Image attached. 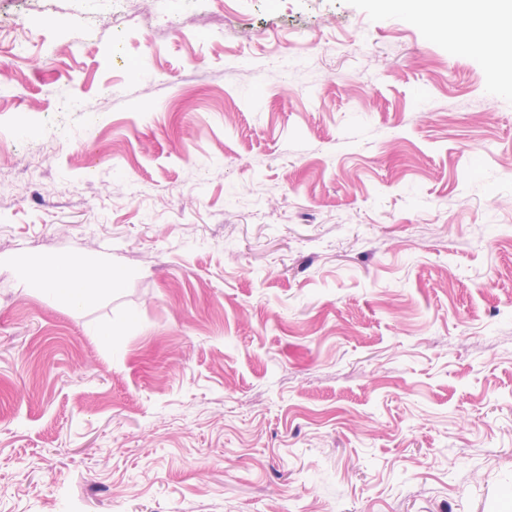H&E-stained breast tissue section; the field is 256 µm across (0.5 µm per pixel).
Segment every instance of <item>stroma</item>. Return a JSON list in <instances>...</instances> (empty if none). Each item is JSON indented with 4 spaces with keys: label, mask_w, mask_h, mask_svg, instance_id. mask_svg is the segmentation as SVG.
<instances>
[{
    "label": "stroma",
    "mask_w": 512,
    "mask_h": 512,
    "mask_svg": "<svg viewBox=\"0 0 512 512\" xmlns=\"http://www.w3.org/2000/svg\"><path fill=\"white\" fill-rule=\"evenodd\" d=\"M110 7L0 0L54 20L0 63V512H512V69L388 0ZM73 255L121 287L14 277ZM14 274L19 283L77 307L95 306L101 288H118L123 280L112 265L86 261L80 256L23 260L16 264Z\"/></svg>",
    "instance_id": "35a3bbf8"
}]
</instances>
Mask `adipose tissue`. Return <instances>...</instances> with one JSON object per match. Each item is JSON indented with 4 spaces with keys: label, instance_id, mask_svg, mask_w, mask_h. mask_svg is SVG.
Here are the masks:
<instances>
[{
    "label": "adipose tissue",
    "instance_id": "ef3b65f1",
    "mask_svg": "<svg viewBox=\"0 0 512 512\" xmlns=\"http://www.w3.org/2000/svg\"><path fill=\"white\" fill-rule=\"evenodd\" d=\"M392 5L410 14L431 16L448 24V36L457 46L466 47L467 41L453 22L457 16L468 19V28H475L488 9L512 14V0H390ZM17 281L38 289L44 295L63 300L77 307H92L99 300L103 288L119 287L123 277L112 266L84 260L81 257L37 261L23 260L16 264Z\"/></svg>",
    "mask_w": 512,
    "mask_h": 512
}]
</instances>
